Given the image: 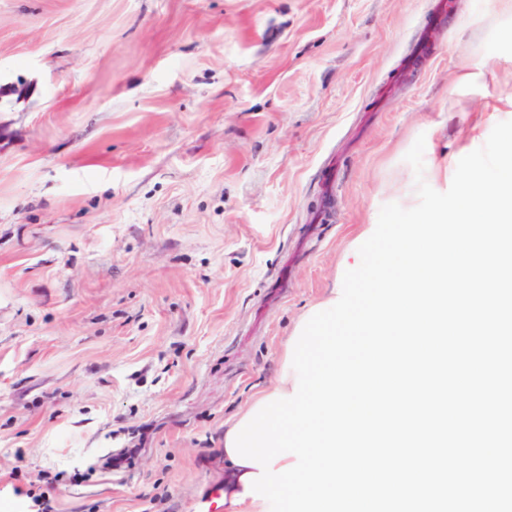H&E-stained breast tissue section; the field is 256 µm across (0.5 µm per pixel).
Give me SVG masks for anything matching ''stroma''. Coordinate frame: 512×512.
<instances>
[{
  "instance_id": "35a3bbf8",
  "label": "stroma",
  "mask_w": 512,
  "mask_h": 512,
  "mask_svg": "<svg viewBox=\"0 0 512 512\" xmlns=\"http://www.w3.org/2000/svg\"><path fill=\"white\" fill-rule=\"evenodd\" d=\"M446 1L0 0V505L193 512L416 138L512 98V0ZM45 479H47L45 490L40 491L41 488L38 487L37 493V490L30 488L27 490L26 494L33 499L34 505L38 507L36 512H56L53 492L55 490L57 476L55 475L53 478L44 477L43 480Z\"/></svg>"
}]
</instances>
